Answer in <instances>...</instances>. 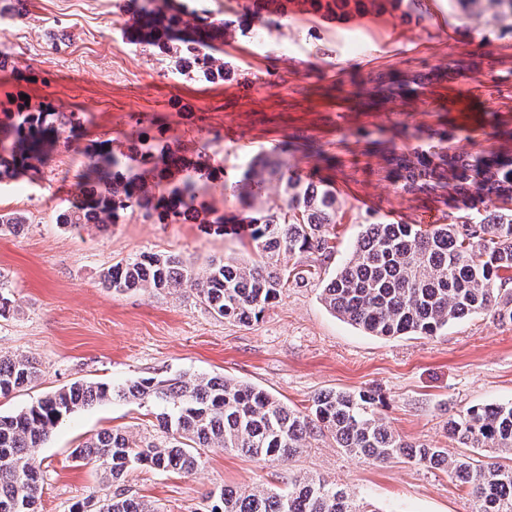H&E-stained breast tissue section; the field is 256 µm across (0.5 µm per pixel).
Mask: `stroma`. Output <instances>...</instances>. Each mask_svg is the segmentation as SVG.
I'll use <instances>...</instances> for the list:
<instances>
[{
  "instance_id": "obj_1",
  "label": "stroma",
  "mask_w": 512,
  "mask_h": 512,
  "mask_svg": "<svg viewBox=\"0 0 512 512\" xmlns=\"http://www.w3.org/2000/svg\"><path fill=\"white\" fill-rule=\"evenodd\" d=\"M22 19L0 18V120L22 106L74 114L39 174L0 184V211L26 219L0 231V282L15 310L0 319V355L36 358L33 389L0 398V412L25 407L83 380L117 386L141 378L223 376L305 409L326 390L369 388L392 430L411 442L460 454L449 416L474 404L512 399V324L462 320L433 337L369 336L339 320L319 298V281L291 287L244 326L215 316L195 291L106 288L107 268L144 253L174 254L200 271L228 257L252 263L225 225L157 224L140 209L101 231L61 225L78 189L86 147L106 141L205 150L211 167L235 179L276 141L299 175L328 185L337 212L335 275L366 220L446 224L457 212L449 192L405 193L389 159L435 146L460 154L512 158V38L499 36L497 9L482 0L465 11L452 0H411L410 21L365 15L325 19L302 11L271 35L237 34L224 46L234 73L212 82L181 75L175 55L133 45L116 0H26ZM391 92L371 95L377 77ZM152 403L109 400L57 426L40 449L42 512H76L119 495L154 512H204L211 491L261 484L287 488L310 473L371 500L381 512H471L465 488L447 473L405 458L373 463L313 436L286 465L204 449L188 474L131 467L112 481L74 460L80 444L121 429L141 442L165 435Z\"/></svg>"
}]
</instances>
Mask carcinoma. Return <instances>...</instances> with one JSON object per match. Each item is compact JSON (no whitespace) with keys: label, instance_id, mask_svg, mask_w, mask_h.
<instances>
[{"label":"carcinoma","instance_id":"obj_1","mask_svg":"<svg viewBox=\"0 0 512 512\" xmlns=\"http://www.w3.org/2000/svg\"><path fill=\"white\" fill-rule=\"evenodd\" d=\"M205 0H122L129 16L124 33L144 48L182 50L190 70L206 79H224V43L234 38L235 22L213 20ZM307 11L327 19L353 15H389L409 20L405 0H305ZM242 13L270 30L272 17L287 15L286 0H251ZM71 120L40 108L18 111L0 122V182L16 180L39 165L57 145L56 127ZM172 149L154 154L115 152L101 142L91 148L81 184L60 223L105 230L129 208L139 207L160 224H178L187 209L197 224H246L243 237L261 261L249 265L227 259L201 272L174 255L149 254L104 272L116 293L133 289L192 288L216 315L247 325L259 319L283 291L320 276V267L300 256L324 262L336 252V195L305 182L278 154L259 153L242 175L224 184V213L199 202L214 172L202 162L169 164ZM390 162L401 171V189H444L455 182L460 196L472 191L496 194L483 214L463 205L449 224L425 228L367 221L336 274L323 282L320 298L344 322L372 336H435L466 317L491 315L512 323V161L447 150L398 155ZM274 185L275 196L268 193ZM38 363L29 357L0 356V398L34 385ZM118 398L151 400L164 406L158 427L168 441L138 444L127 432L104 431L76 448L75 458L95 462L112 480L130 467L190 472L199 450L219 448L283 464L300 454L305 441L329 434L351 456L384 463L404 457L448 473L467 488L472 512H512V400L474 405L448 418V435L469 454L451 457L445 448L411 443L396 434L366 390H330L312 399L308 412L288 407L270 393L232 379L198 375L147 378L117 388L75 382L39 398L10 415H0V512H39L40 471L35 455L66 417L98 402ZM491 449L499 460H484ZM94 512H152L142 501L114 496ZM210 512H375L363 498L320 476H296L288 489L224 487Z\"/></svg>","mask_w":512,"mask_h":512}]
</instances>
